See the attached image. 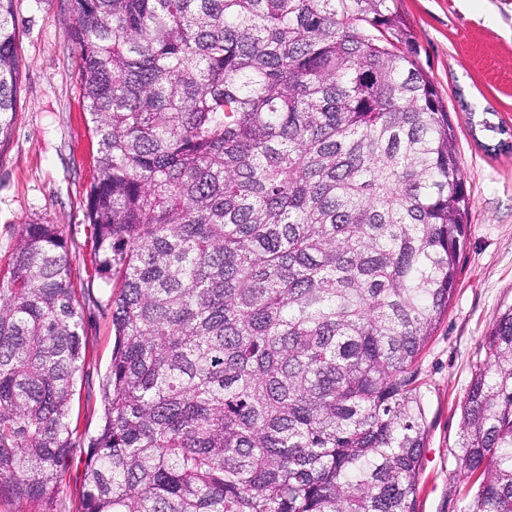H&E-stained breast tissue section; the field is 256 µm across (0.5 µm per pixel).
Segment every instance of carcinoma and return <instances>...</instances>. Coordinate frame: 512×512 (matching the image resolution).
Masks as SVG:
<instances>
[{
  "mask_svg": "<svg viewBox=\"0 0 512 512\" xmlns=\"http://www.w3.org/2000/svg\"><path fill=\"white\" fill-rule=\"evenodd\" d=\"M0 0V140L18 112ZM114 346L72 512H416L418 359L470 225L457 134L396 0H70ZM83 303L56 224L0 288V500L58 512ZM455 458L512 512V305Z\"/></svg>",
  "mask_w": 512,
  "mask_h": 512,
  "instance_id": "carcinoma-1",
  "label": "carcinoma"
}]
</instances>
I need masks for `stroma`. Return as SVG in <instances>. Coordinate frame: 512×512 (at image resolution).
Listing matches in <instances>:
<instances>
[{
    "label": "stroma",
    "mask_w": 512,
    "mask_h": 512,
    "mask_svg": "<svg viewBox=\"0 0 512 512\" xmlns=\"http://www.w3.org/2000/svg\"><path fill=\"white\" fill-rule=\"evenodd\" d=\"M413 30L418 61L456 128L470 224L454 295L423 350L418 370L427 422L417 512H459L463 492L454 451L483 338L512 305V150L490 151L497 136L474 130L478 117L512 129V0H397ZM21 34L20 110L0 144V285L24 224L58 225L70 277L92 295L84 307L88 359L72 413L87 434L98 428L99 385L112 355L109 291L91 276L87 189L97 140L90 130L78 52L69 38V0H15Z\"/></svg>",
    "instance_id": "obj_1"
}]
</instances>
